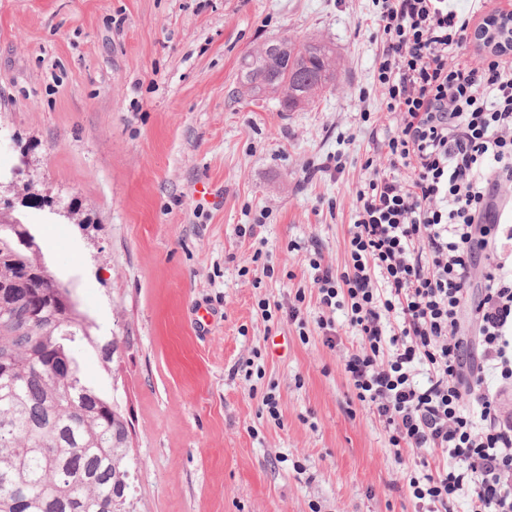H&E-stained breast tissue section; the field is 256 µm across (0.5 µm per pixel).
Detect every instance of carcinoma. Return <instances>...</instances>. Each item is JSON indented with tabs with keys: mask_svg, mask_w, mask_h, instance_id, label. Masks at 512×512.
<instances>
[{
	"mask_svg": "<svg viewBox=\"0 0 512 512\" xmlns=\"http://www.w3.org/2000/svg\"><path fill=\"white\" fill-rule=\"evenodd\" d=\"M335 49L266 42L242 60L239 84L292 112L337 86ZM0 206V512H127L132 471L127 420L112 396L82 377L88 345L110 370L118 345L101 341L67 288H58L31 230Z\"/></svg>",
	"mask_w": 512,
	"mask_h": 512,
	"instance_id": "1",
	"label": "carcinoma"
}]
</instances>
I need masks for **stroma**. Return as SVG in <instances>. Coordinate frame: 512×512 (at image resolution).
Returning <instances> with one entry per match:
<instances>
[{
    "label": "stroma",
    "mask_w": 512,
    "mask_h": 512,
    "mask_svg": "<svg viewBox=\"0 0 512 512\" xmlns=\"http://www.w3.org/2000/svg\"><path fill=\"white\" fill-rule=\"evenodd\" d=\"M372 0H0V200L32 226L110 368L136 512H414L389 434L328 347L310 260L349 262L355 189L389 127ZM330 43L334 89L296 112L241 95L242 57ZM340 158L342 172L319 171ZM213 195L198 194L199 184ZM273 268L258 278L257 266ZM304 293L305 327L262 300ZM210 309L208 324L195 319ZM275 395L277 414L263 406Z\"/></svg>",
    "instance_id": "stroma-1"
}]
</instances>
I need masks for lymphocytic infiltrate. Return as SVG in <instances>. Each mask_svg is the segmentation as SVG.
<instances>
[{"mask_svg":"<svg viewBox=\"0 0 512 512\" xmlns=\"http://www.w3.org/2000/svg\"><path fill=\"white\" fill-rule=\"evenodd\" d=\"M485 0H377L376 83L394 128L356 190L344 271L321 305L361 340L344 370L393 447L428 451L415 512H512V56L484 49ZM478 298H471V291ZM397 324H390V315ZM425 371L426 382L416 380Z\"/></svg>","mask_w":512,"mask_h":512,"instance_id":"lymphocytic-infiltrate-1","label":"lymphocytic infiltrate"}]
</instances>
